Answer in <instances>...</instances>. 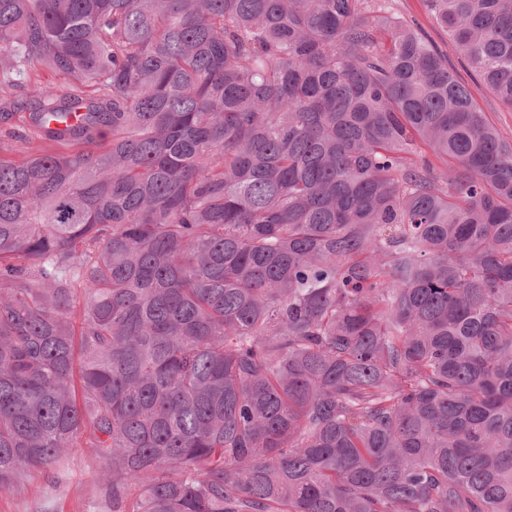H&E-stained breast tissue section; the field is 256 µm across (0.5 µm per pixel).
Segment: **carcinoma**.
<instances>
[{
    "label": "carcinoma",
    "instance_id": "obj_1",
    "mask_svg": "<svg viewBox=\"0 0 512 512\" xmlns=\"http://www.w3.org/2000/svg\"><path fill=\"white\" fill-rule=\"evenodd\" d=\"M427 3L446 51L392 0H0V91L66 79L0 99V490L90 448L112 512H512V142L451 63L512 108V0ZM18 112L12 116L0 117V156L11 158L14 160H20L26 157L28 154L37 152V143L30 142L26 145L12 140L8 137L9 131L24 132V117L23 111H12Z\"/></svg>",
    "mask_w": 512,
    "mask_h": 512
}]
</instances>
